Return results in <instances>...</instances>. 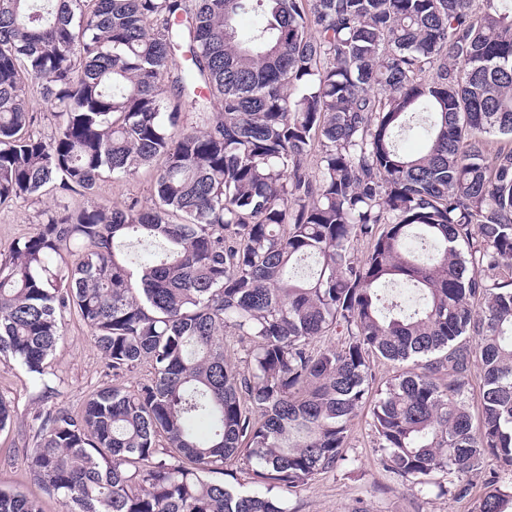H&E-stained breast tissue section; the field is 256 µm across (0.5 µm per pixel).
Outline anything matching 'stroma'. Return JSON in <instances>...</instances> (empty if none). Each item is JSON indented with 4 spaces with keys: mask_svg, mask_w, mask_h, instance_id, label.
Listing matches in <instances>:
<instances>
[{
    "mask_svg": "<svg viewBox=\"0 0 512 512\" xmlns=\"http://www.w3.org/2000/svg\"><path fill=\"white\" fill-rule=\"evenodd\" d=\"M149 187L150 176L145 172L123 180L107 175L98 185L96 199L119 204L136 198L147 206ZM85 202L80 194L57 190L17 206L0 207V252H8L16 239L41 224L46 210L60 205L75 209ZM46 379V384H37L18 362L0 360V398L10 401L17 415L12 428L0 431V486L41 499L45 512H61L56 499L30 475L26 455L35 446L30 426L35 411L80 410L92 392L111 382L91 330L78 315L67 317L64 334L48 359ZM47 385L55 389L49 397L43 392ZM343 454L344 461L334 470L316 475L289 494L290 512H352L362 506L367 512H476L485 493L479 479L461 496L451 498L438 493L439 485L448 484L449 475L433 474L429 485L419 488L389 472L381 462L366 407L352 422Z\"/></svg>",
    "mask_w": 512,
    "mask_h": 512,
    "instance_id": "obj_1",
    "label": "stroma"
}]
</instances>
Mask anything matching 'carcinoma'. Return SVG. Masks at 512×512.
<instances>
[{
  "mask_svg": "<svg viewBox=\"0 0 512 512\" xmlns=\"http://www.w3.org/2000/svg\"><path fill=\"white\" fill-rule=\"evenodd\" d=\"M249 13L264 23L242 33ZM494 137L512 141V0H0V205L154 171L151 205L54 211L0 253V354L46 391L73 312L113 375L150 368L36 411L30 474L64 512H288L343 460L375 357L411 363L371 408L386 469L424 487L488 454L512 468V147ZM129 238L161 256L131 265ZM233 460L266 492L216 479ZM484 485L478 512H512ZM0 512L42 508L1 488ZM29 108L37 116L33 129L42 137L49 139L55 133V119L52 116L50 104L40 96L28 97Z\"/></svg>",
  "mask_w": 512,
  "mask_h": 512,
  "instance_id": "1",
  "label": "carcinoma"
}]
</instances>
